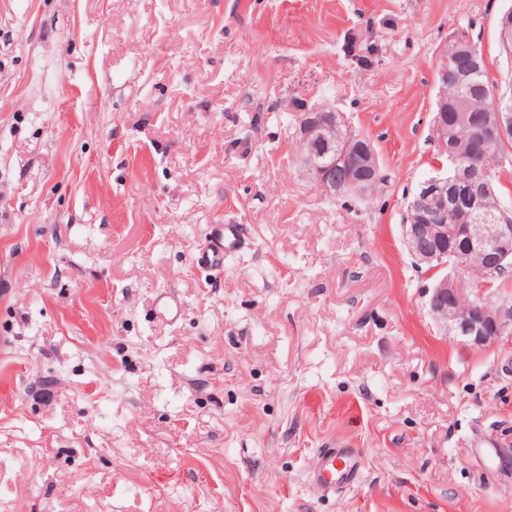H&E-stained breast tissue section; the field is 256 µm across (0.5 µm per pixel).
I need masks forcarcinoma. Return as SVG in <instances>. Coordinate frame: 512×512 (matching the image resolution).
<instances>
[{
	"label": "carcinoma",
	"instance_id": "cac0c4a2",
	"mask_svg": "<svg viewBox=\"0 0 512 512\" xmlns=\"http://www.w3.org/2000/svg\"><path fill=\"white\" fill-rule=\"evenodd\" d=\"M479 68L472 69L466 60L456 57L452 49H447L444 54V61L439 66V78L457 73L461 75L458 83L442 82L446 90L448 106V126L452 127L448 136V149L455 155L464 158L465 163L481 168L485 158L481 154L478 142L482 139L492 138L494 100L498 99L501 104L512 108V95L495 96L489 87L485 64L482 61V54L479 50H474ZM458 105L472 115V120L468 123H453L454 108Z\"/></svg>",
	"mask_w": 512,
	"mask_h": 512
}]
</instances>
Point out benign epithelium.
<instances>
[{
	"instance_id": "1",
	"label": "benign epithelium",
	"mask_w": 512,
	"mask_h": 512,
	"mask_svg": "<svg viewBox=\"0 0 512 512\" xmlns=\"http://www.w3.org/2000/svg\"><path fill=\"white\" fill-rule=\"evenodd\" d=\"M340 113L334 111L306 112L299 122V141L307 145L300 161L330 197L366 196L374 188L378 174L376 156L360 137L348 133L341 140L336 127L341 125ZM496 142L512 134V110L497 108ZM452 176H432L416 190L409 208L431 220L429 224L403 225V241L416 263L437 276L429 302V311L444 331L466 339L472 346L484 348L512 331V304L492 300L493 279L498 267L512 261V224L506 223L507 211L491 215L478 236L471 234L468 221L483 218L485 198L492 194V167L476 173L465 168L457 157L450 156ZM345 174L336 180V165ZM457 218L454 234L465 240L467 257L481 262L482 273L469 281V288L442 274L448 267L452 251L447 247L448 225L439 220L448 215Z\"/></svg>"
}]
</instances>
